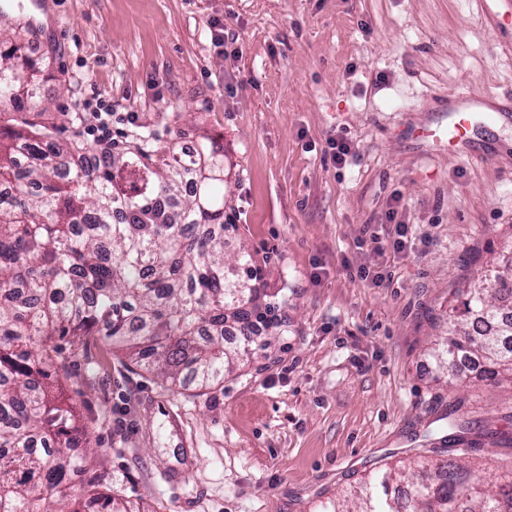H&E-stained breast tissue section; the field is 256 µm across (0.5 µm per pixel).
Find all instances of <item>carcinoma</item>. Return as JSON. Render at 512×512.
<instances>
[{
  "mask_svg": "<svg viewBox=\"0 0 512 512\" xmlns=\"http://www.w3.org/2000/svg\"><path fill=\"white\" fill-rule=\"evenodd\" d=\"M17 22L0 18V185L16 179L18 145L30 152L28 180L0 201V512H130L89 482L72 493L71 471L84 470L91 451L74 425L73 406L53 392L67 336L120 338L127 356L171 383L191 376L206 387L247 353L254 321L266 318L267 289L252 256L224 261V152L202 143L189 164L135 138L93 166L78 136L59 139L41 120L44 79L24 54ZM192 192L182 194L185 176ZM456 308L453 329L438 342L441 355L478 360L492 383L512 379V316L496 306L512 299V268L485 275ZM242 343L224 344L228 322ZM443 442L465 441L470 422L446 415ZM512 447L506 431L483 429L448 457L418 456L354 491L353 508L331 512H512L508 473L482 479L459 454L483 441Z\"/></svg>",
  "mask_w": 512,
  "mask_h": 512,
  "instance_id": "carcinoma-1",
  "label": "carcinoma"
}]
</instances>
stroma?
Wrapping results in <instances>:
<instances>
[{
    "label": "stroma",
    "mask_w": 512,
    "mask_h": 512,
    "mask_svg": "<svg viewBox=\"0 0 512 512\" xmlns=\"http://www.w3.org/2000/svg\"><path fill=\"white\" fill-rule=\"evenodd\" d=\"M22 12L40 18L59 138L101 97L167 156L187 137L222 147L224 256L250 253L286 295L276 331L204 388L97 336L67 347L62 391L97 450L86 479L132 512H320L455 398L512 428V383L434 357L464 291L512 263V0H0ZM461 90L506 113L466 155L423 136ZM330 137L350 143L345 166ZM392 208L412 227L401 253ZM369 229L383 255L359 249ZM368 263L390 283L351 278Z\"/></svg>",
    "instance_id": "1"
}]
</instances>
